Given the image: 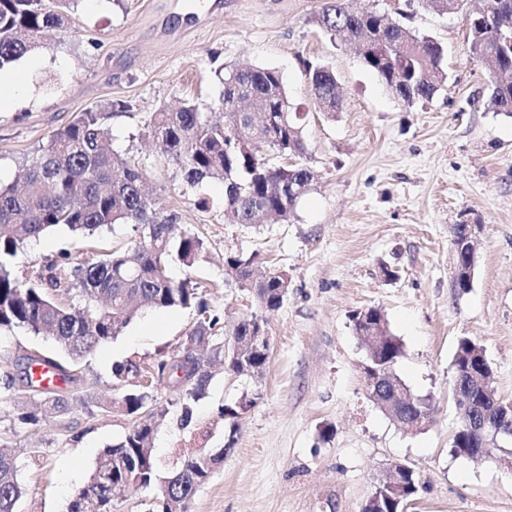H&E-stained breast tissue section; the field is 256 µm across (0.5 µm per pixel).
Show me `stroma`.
Instances as JSON below:
<instances>
[{
	"instance_id": "1",
	"label": "stroma",
	"mask_w": 512,
	"mask_h": 512,
	"mask_svg": "<svg viewBox=\"0 0 512 512\" xmlns=\"http://www.w3.org/2000/svg\"><path fill=\"white\" fill-rule=\"evenodd\" d=\"M82 0L70 25L11 67L23 79L20 99L0 109V183H15L49 136L77 113L112 100L128 113L113 121L112 146L139 161L148 188L180 224L204 238L206 259L180 280L203 284L210 310L233 327L258 315L270 338L263 374L238 375L212 363L192 420L182 424L175 393L153 390L169 414L153 440L159 482L131 490L113 512H147L149 503L191 452L223 453L197 491L190 512H361L391 463L412 468L421 489L407 512H512V469L499 448L482 458L455 454L459 428L452 390L460 338L474 340L491 365L496 398L512 401V118L492 112L490 63L470 58L468 16L485 0L440 14L412 0L404 22L447 50L448 81L431 101L404 106L358 54L314 22L322 0ZM227 65L278 69L293 111L303 116V163L316 172L311 190L285 224H228L220 209L198 210L223 185L193 189L143 136L159 107L218 97L210 56ZM334 71L342 107L315 109L304 61ZM57 74L44 86L45 73ZM472 229L477 265L472 287L458 292L454 232ZM85 245L59 229L28 244L12 261L33 280ZM259 253L264 268L286 271L288 296L260 309L224 268L231 253ZM397 273L386 279L382 266ZM375 306L403 344L395 373L426 398L430 423L404 433L366 394V352L351 323ZM196 324L191 309H147L81 366L67 414L35 425L17 420L29 394L0 401V447L22 464L26 495L18 512H66L72 493L96 467L102 448L122 441L134 420L120 408L130 385L112 365L150 364L180 346ZM55 353L51 340L22 329L0 332V375L19 372L31 351ZM237 409L224 416L225 407Z\"/></svg>"
}]
</instances>
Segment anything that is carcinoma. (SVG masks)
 I'll list each match as a JSON object with an SVG mask.
<instances>
[{
  "instance_id": "carcinoma-1",
  "label": "carcinoma",
  "mask_w": 512,
  "mask_h": 512,
  "mask_svg": "<svg viewBox=\"0 0 512 512\" xmlns=\"http://www.w3.org/2000/svg\"><path fill=\"white\" fill-rule=\"evenodd\" d=\"M80 0H0V70L40 47L47 32L68 24V12ZM318 28L331 39L342 37L353 44L363 61L386 87L411 107L431 100L447 80L443 67L445 48L432 37L393 21L377 11L357 12L349 0H324L315 16ZM512 0H488L484 15L469 22V52L478 59L495 56L500 77L491 85L489 107L512 118ZM211 72L220 86L217 102L202 112L194 102L176 111L165 107L152 113L146 129L158 142L165 159L179 170L183 181L197 187L206 179L224 182L221 208L226 224H253L259 218L270 224L287 222L300 198L315 181V171L305 163L290 162L306 151L300 115L290 111L288 89L281 73L269 67H237L211 57ZM304 75L313 100L322 111L336 114L340 98L332 70L309 63ZM115 105L104 103L76 115L55 131L26 165L24 187L0 184V330L22 328L35 336L49 337L71 364L66 367L49 356L36 361L74 384L73 368L99 346L116 339L140 314L141 309L196 308L192 335L215 337L224 321L199 298L198 283L174 280L170 264L196 268L206 256L204 239L183 229L177 217L143 192L146 172L132 157L111 148V120ZM282 158L267 159V151ZM115 224L132 225L133 236L123 249H94L104 229ZM65 227L92 246V258L76 265L66 252L45 266L37 279L21 281L12 271L11 258L24 244L57 228ZM257 255L229 254L224 265L236 276L266 289L263 309H279L284 296L276 292V280L254 276ZM384 325L387 339L368 349L375 365L393 370L402 355V344L376 307L365 309ZM257 316L242 318L231 336L245 344L231 370L262 372L270 348L258 349L249 340ZM179 364L170 355L142 367L130 360L113 365L112 375L138 380L137 388L123 398L122 408L136 421L125 438L102 450L99 463L87 483L70 497L66 512H112L114 488L150 487L156 477L152 440L168 414L160 406L148 407L153 382L176 389L181 421L192 416V405L204 394L207 373L194 367L191 384L178 388ZM28 388L38 396L35 410L22 412L18 421L35 424L39 419L69 412L74 396L64 390H38L29 371L0 379V391L16 396V388ZM474 410L495 417L497 398L491 390L466 394ZM484 447L476 433H456L453 448L466 455ZM224 458L190 454L182 458L161 495L149 504V512H189V504L201 487L199 475L213 472ZM404 494L379 492L382 512H402L416 499L420 482L412 469L402 473ZM26 493L18 456L0 450V512H16Z\"/></svg>"
}]
</instances>
